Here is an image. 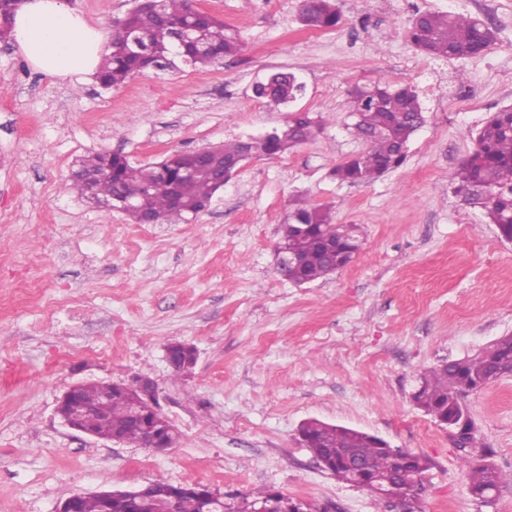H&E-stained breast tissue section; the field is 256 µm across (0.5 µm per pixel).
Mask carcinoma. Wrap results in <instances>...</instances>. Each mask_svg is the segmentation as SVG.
<instances>
[{
    "instance_id": "1",
    "label": "carcinoma",
    "mask_w": 512,
    "mask_h": 512,
    "mask_svg": "<svg viewBox=\"0 0 512 512\" xmlns=\"http://www.w3.org/2000/svg\"><path fill=\"white\" fill-rule=\"evenodd\" d=\"M17 9L15 0H0V32L7 36ZM190 9V0H159L155 10L127 15L118 23L102 55L98 82L105 88L126 83L144 71L131 37L138 35L148 45L163 69H177L179 64L205 67L219 58L237 55L242 48L239 32L211 16L195 24L194 42L186 47L175 45L172 27ZM301 24L309 29L335 27L341 21L337 0H301ZM408 33L416 50L431 59L468 58L479 45L489 47L494 33L478 20L460 13L423 12L409 20ZM294 74L278 70L269 74L270 85L260 98L271 105L288 103L295 93ZM350 111L358 113L350 124L351 133L366 144V149L332 170L336 181L368 184L404 164L407 144L424 123L425 116L416 89L409 84L384 83L357 88L352 92ZM317 124L306 112L292 115L288 131H274L255 144L260 157H273L311 140ZM197 163V152L174 151L152 166H134L127 157L108 151L77 159L71 176V188L91 201H109L119 208L131 204L124 213L136 224L150 218L154 224L186 223L210 202L220 189L215 178L199 176L180 184L182 203L171 200V183L185 168ZM453 193L467 207L482 210L497 226L502 238L512 241V108L493 113L476 135L474 151L448 174ZM486 188L481 195L477 189ZM280 244L287 247L295 261L280 274L296 285L324 279L342 269L343 251L356 252L360 241L353 231L332 223L330 210L305 201L293 204L279 225ZM172 371L181 377L196 361V348L187 343L176 345ZM512 376V335L503 336L472 357L437 365L423 374L414 395L418 405L439 424L451 428L462 416L469 415L462 398L470 383H492ZM91 410L98 417L96 431L106 440L117 435L121 441L138 447L147 446L144 429L130 422L131 403L126 393L107 392V383L84 384L69 410ZM304 446L314 460L337 472L353 462L372 475H390L389 495L379 499L390 506H406L416 499V485L423 484L429 460L402 448L380 447L378 437L362 431L310 420L301 426ZM459 442L464 451L461 463L466 470L468 490L479 505L483 498L497 493L502 475L490 461L493 450L468 449L475 443ZM411 458L410 472L395 474V455ZM169 484L156 482L133 497H123L112 508L116 512H141L144 503L167 497ZM271 491L255 490L224 502V512H255L268 503ZM173 512H203L202 500L193 492H184L170 502Z\"/></svg>"
}]
</instances>
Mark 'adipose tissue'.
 <instances>
[{
  "instance_id": "adipose-tissue-1",
  "label": "adipose tissue",
  "mask_w": 512,
  "mask_h": 512,
  "mask_svg": "<svg viewBox=\"0 0 512 512\" xmlns=\"http://www.w3.org/2000/svg\"><path fill=\"white\" fill-rule=\"evenodd\" d=\"M13 40L36 70L57 78L90 79L104 51L102 34L72 0H25Z\"/></svg>"
}]
</instances>
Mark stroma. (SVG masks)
<instances>
[{
    "label": "stroma",
    "mask_w": 512,
    "mask_h": 512,
    "mask_svg": "<svg viewBox=\"0 0 512 512\" xmlns=\"http://www.w3.org/2000/svg\"><path fill=\"white\" fill-rule=\"evenodd\" d=\"M202 2L239 31L237 56L109 90L39 73L0 41V512H54L76 492L156 481L383 512L300 443L311 418L428 458L421 512H512V376L464 398L477 446L507 477L484 509L453 438L413 400L426 370L512 335V242L448 186L490 114L512 108V0H338L343 19L327 30L301 27L300 0ZM73 3L106 35L134 6ZM418 10L478 18L495 42L477 57L426 58L406 34ZM281 69L305 90L274 108L252 85ZM378 81L417 86L425 122L402 167L339 183L332 169L365 148L346 130L351 93ZM465 90L481 111L457 104ZM299 112L319 121L313 140L247 163L183 224H135L69 188L75 161L93 152L151 164ZM296 200L328 206L361 239L349 265L302 286L276 267ZM172 342L197 349L181 378L166 359ZM138 377L157 385L180 434L170 448L93 438L57 413L74 384Z\"/></svg>",
    "instance_id": "35a3bbf8"
}]
</instances>
